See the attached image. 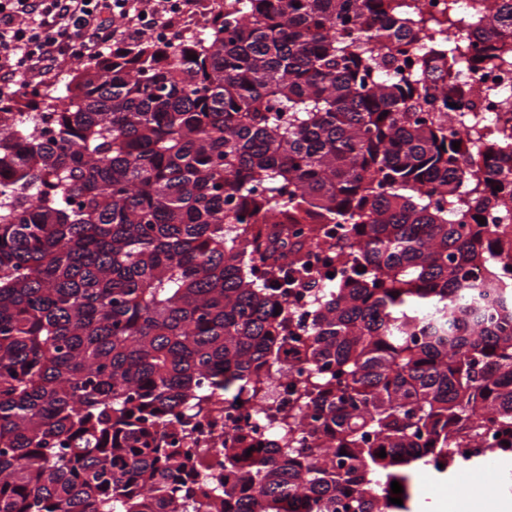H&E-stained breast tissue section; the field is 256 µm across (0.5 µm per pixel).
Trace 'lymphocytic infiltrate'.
<instances>
[{
  "label": "lymphocytic infiltrate",
  "mask_w": 512,
  "mask_h": 512,
  "mask_svg": "<svg viewBox=\"0 0 512 512\" xmlns=\"http://www.w3.org/2000/svg\"><path fill=\"white\" fill-rule=\"evenodd\" d=\"M193 0H0V96L49 84L67 64L132 45ZM124 25L114 28L113 18Z\"/></svg>",
  "instance_id": "f902f5d3"
}]
</instances>
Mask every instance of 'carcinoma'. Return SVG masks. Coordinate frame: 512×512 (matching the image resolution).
<instances>
[{"label": "carcinoma", "instance_id": "1", "mask_svg": "<svg viewBox=\"0 0 512 512\" xmlns=\"http://www.w3.org/2000/svg\"><path fill=\"white\" fill-rule=\"evenodd\" d=\"M236 2L0 103V512H410L512 452V103L448 129L512 0ZM284 363L268 441L204 434ZM290 382L288 380V366H284L275 375L272 398L265 404L273 413H277V408L288 410V387ZM489 448H471L473 451L469 460H461V466L455 471L454 480L447 486L448 477H431L418 472L412 482L411 492L416 512H448V494L460 491V484L470 486L472 490L482 487L484 471L472 465L475 460L482 459ZM434 491H441L443 497Z\"/></svg>", "mask_w": 512, "mask_h": 512}]
</instances>
